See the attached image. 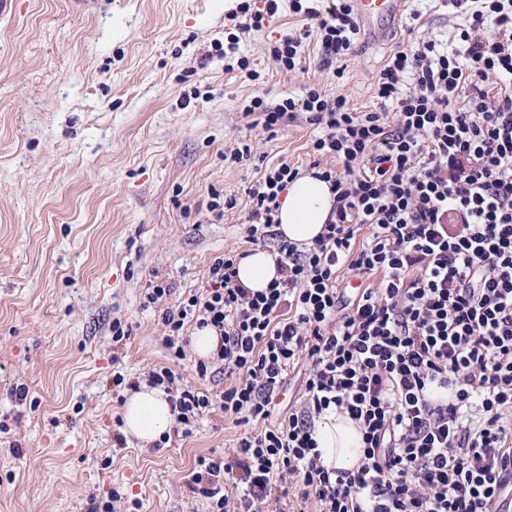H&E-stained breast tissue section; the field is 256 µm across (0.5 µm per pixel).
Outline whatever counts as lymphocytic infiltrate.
I'll return each mask as SVG.
<instances>
[{
  "label": "lymphocytic infiltrate",
  "mask_w": 512,
  "mask_h": 512,
  "mask_svg": "<svg viewBox=\"0 0 512 512\" xmlns=\"http://www.w3.org/2000/svg\"><path fill=\"white\" fill-rule=\"evenodd\" d=\"M441 2L459 20L461 49L427 39L391 53L374 110L315 87L244 108L269 132L306 112L315 176L334 198L311 245L281 239L275 216L299 172L266 169L248 190L246 233L275 241L276 279L252 291L238 256L223 254L205 296L161 314L178 358L187 324L216 331V357L238 375L220 402L236 424L268 420L288 371L307 366L300 407L244 433L225 458L197 459L189 488L210 512H266L293 485L314 512H492L512 487V89L484 87L492 73L512 79V0ZM289 8L316 21L324 65L350 54L360 31L351 0ZM347 276L365 283L351 300ZM148 383L167 391L183 436L213 406L170 368ZM329 410L361 435L353 468L321 463L314 428Z\"/></svg>",
  "instance_id": "lymphocytic-infiltrate-1"
}]
</instances>
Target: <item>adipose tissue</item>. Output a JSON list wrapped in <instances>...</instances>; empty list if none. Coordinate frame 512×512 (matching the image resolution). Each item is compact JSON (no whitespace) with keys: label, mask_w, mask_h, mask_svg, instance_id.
Instances as JSON below:
<instances>
[{"label":"adipose tissue","mask_w":512,"mask_h":512,"mask_svg":"<svg viewBox=\"0 0 512 512\" xmlns=\"http://www.w3.org/2000/svg\"><path fill=\"white\" fill-rule=\"evenodd\" d=\"M333 204L329 183L304 175L289 184L281 201L279 231L296 244H311L320 234ZM239 280L248 288L259 291L267 288L277 276L276 255L258 248L237 266ZM125 434L150 443L168 432L173 413L163 389L142 386L132 394L123 408ZM315 439L321 462L328 468L352 467L360 454L361 436L348 419L325 413L316 424Z\"/></svg>","instance_id":"adipose-tissue-1"}]
</instances>
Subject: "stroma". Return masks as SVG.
<instances>
[{
  "label": "stroma",
  "mask_w": 512,
  "mask_h": 512,
  "mask_svg": "<svg viewBox=\"0 0 512 512\" xmlns=\"http://www.w3.org/2000/svg\"><path fill=\"white\" fill-rule=\"evenodd\" d=\"M237 0H18L0 12V512H207L189 483L198 457H223L241 426L212 409L192 435L114 446L115 419L151 371L220 396L235 376L165 345L163 309L203 295L211 259L252 250L251 185L288 163L307 174L304 113L275 134L253 125L252 97L275 105L305 86L374 109V82L397 47L451 38L433 0L419 20L326 66L316 38L302 66L277 68L269 47L302 28L281 0L241 34L256 78L226 71ZM249 144L250 159L230 154ZM233 200L223 217L212 198ZM170 296L146 305L151 285ZM130 330L112 341V323ZM122 373L125 384L114 382ZM25 398H18V389Z\"/></svg>",
  "instance_id": "1"
}]
</instances>
